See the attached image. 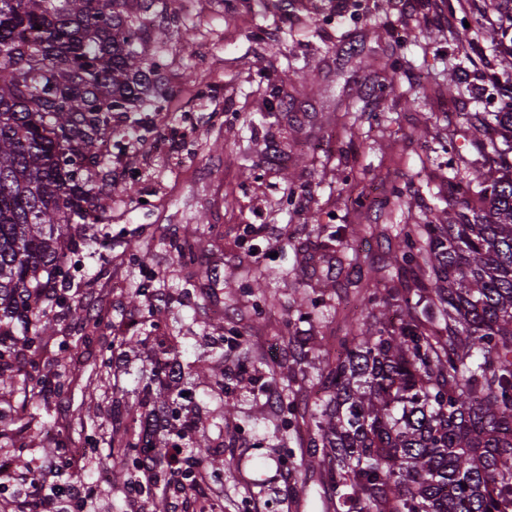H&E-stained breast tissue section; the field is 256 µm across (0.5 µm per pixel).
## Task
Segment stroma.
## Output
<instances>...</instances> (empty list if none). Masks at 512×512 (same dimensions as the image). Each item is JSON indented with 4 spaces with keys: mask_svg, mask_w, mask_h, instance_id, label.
Here are the masks:
<instances>
[{
    "mask_svg": "<svg viewBox=\"0 0 512 512\" xmlns=\"http://www.w3.org/2000/svg\"><path fill=\"white\" fill-rule=\"evenodd\" d=\"M167 0L182 25L152 41L151 58L171 93L159 111L115 122L111 247L86 260L71 292L98 302L113 327L159 308V335L175 337L184 361L223 353L224 370L252 375L261 396L233 391L238 428L225 458L238 471L224 492L206 494L207 512H336L319 469L299 477L307 430L272 447L268 430L281 410L272 356L296 320L304 336L333 348L360 309L328 315L337 293L389 263L401 224H421L447 206L449 135L466 132V113L507 106L491 79L500 58L476 38L494 13L488 0ZM198 224L219 225L198 263L210 285L183 292L190 269L166 251V239ZM264 226L254 235V226ZM339 230L349 250H323ZM150 244L147 271L134 268L130 244ZM247 339L250 357L224 350L227 336ZM55 438L83 451L64 484L93 487L85 512H180L181 495L136 497L110 485L102 467L112 435L107 416L96 447L71 437L77 404L53 403Z\"/></svg>",
    "mask_w": 512,
    "mask_h": 512,
    "instance_id": "obj_1",
    "label": "stroma"
}]
</instances>
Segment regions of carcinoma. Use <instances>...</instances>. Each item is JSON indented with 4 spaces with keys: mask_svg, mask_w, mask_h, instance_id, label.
Masks as SVG:
<instances>
[{
    "mask_svg": "<svg viewBox=\"0 0 512 512\" xmlns=\"http://www.w3.org/2000/svg\"><path fill=\"white\" fill-rule=\"evenodd\" d=\"M159 0H0V389L22 397L0 441L20 447L46 439L51 400H71L73 348L59 346L53 383L39 355L58 313L81 331L76 346L100 345L99 368L87 386L110 399L112 439L107 464L129 489H196L195 471L180 478L162 468L186 434L195 456L236 470L210 454V428L236 427L226 386L252 380L215 366L191 365L170 348L160 354L139 335L140 324L103 344L102 310L67 302L75 273L95 252L112 202V171L101 150L112 141V113L158 109L168 91L158 63L147 58L140 15ZM498 25L481 31L512 69V0H492ZM42 29H37V26ZM487 164L470 172L448 164V210L397 232L396 273L372 268L366 303L333 361L316 368L311 336H287L294 347L282 390L297 379L319 388L311 414L312 451L299 467L318 465L336 512H512V112H472ZM220 235L200 224L167 243L183 267L197 264L202 240ZM143 355L150 378L136 402L110 382L114 351ZM208 377L221 400L220 422L174 409L157 426L174 391ZM276 428L290 440L295 410ZM161 467L146 477L141 456Z\"/></svg>",
    "mask_w": 512,
    "mask_h": 512,
    "instance_id": "cac0c4a2",
    "label": "carcinoma"
}]
</instances>
